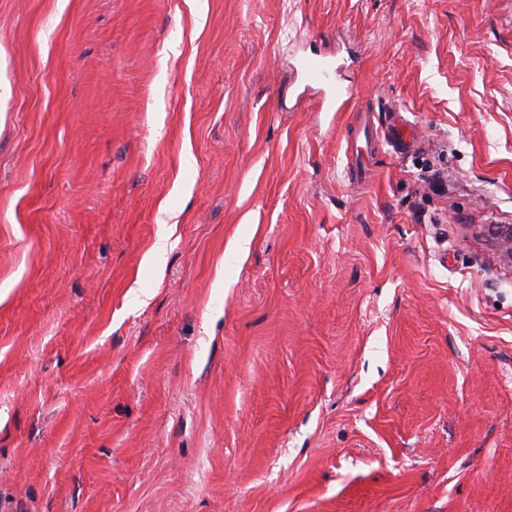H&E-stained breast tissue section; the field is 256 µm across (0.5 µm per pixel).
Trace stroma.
<instances>
[{
	"label": "stroma",
	"mask_w": 512,
	"mask_h": 512,
	"mask_svg": "<svg viewBox=\"0 0 512 512\" xmlns=\"http://www.w3.org/2000/svg\"><path fill=\"white\" fill-rule=\"evenodd\" d=\"M480 224L512 0H0V512H512ZM347 128V146L351 148L352 168L356 179L365 177L370 170L372 156L381 140L396 152L411 149L417 142V134L400 113H394L386 129L378 128L364 113L351 110Z\"/></svg>",
	"instance_id": "35a3bbf8"
}]
</instances>
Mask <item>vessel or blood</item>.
I'll return each mask as SVG.
<instances>
[{
    "mask_svg": "<svg viewBox=\"0 0 512 512\" xmlns=\"http://www.w3.org/2000/svg\"><path fill=\"white\" fill-rule=\"evenodd\" d=\"M347 128V145L351 149L352 168L356 176L362 177L370 169L372 156L379 142H386L396 152L411 149L417 142V134L401 114H394L386 128H378L364 113H350Z\"/></svg>",
    "mask_w": 512,
    "mask_h": 512,
    "instance_id": "obj_1",
    "label": "vessel or blood"
}]
</instances>
